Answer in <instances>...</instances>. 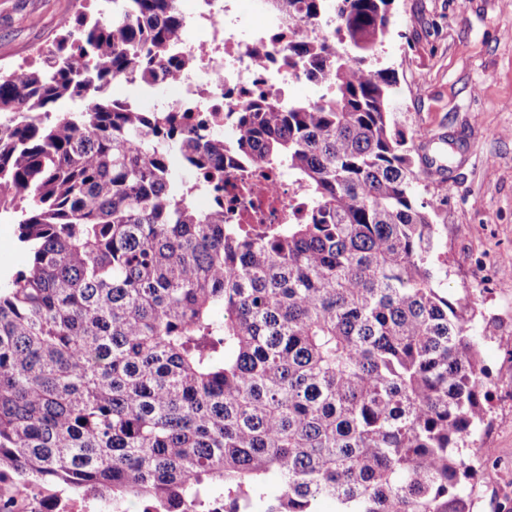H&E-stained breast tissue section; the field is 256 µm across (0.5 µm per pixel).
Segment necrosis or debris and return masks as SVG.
Returning <instances> with one entry per match:
<instances>
[{"instance_id": "4bbe7bcc", "label": "necrosis or debris", "mask_w": 512, "mask_h": 512, "mask_svg": "<svg viewBox=\"0 0 512 512\" xmlns=\"http://www.w3.org/2000/svg\"><path fill=\"white\" fill-rule=\"evenodd\" d=\"M181 35L173 44L169 62L158 71L167 89L162 110L191 112L208 123L222 121L224 113L237 111L243 103L264 96L287 97L291 86L301 82L300 68L282 65L276 51L280 27L266 13L262 0L243 7L242 0H179ZM263 21L251 22L253 13ZM190 59L176 78H169L173 64ZM251 199L268 223L281 221L280 210L295 193L286 173L265 171L254 178ZM16 512H99L96 501L74 495L60 500L43 497L37 486H30L24 499L15 501Z\"/></svg>"}]
</instances>
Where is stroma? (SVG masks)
I'll return each instance as SVG.
<instances>
[{
    "mask_svg": "<svg viewBox=\"0 0 512 512\" xmlns=\"http://www.w3.org/2000/svg\"><path fill=\"white\" fill-rule=\"evenodd\" d=\"M98 0H0V72L54 44ZM379 64L397 78L394 118L416 150L421 199L435 205L434 269L485 315L477 330L493 406L479 434L474 512H512V0H394ZM445 183L426 175L435 148Z\"/></svg>",
    "mask_w": 512,
    "mask_h": 512,
    "instance_id": "stroma-1",
    "label": "stroma"
}]
</instances>
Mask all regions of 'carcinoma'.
Instances as JSON below:
<instances>
[{"label":"carcinoma","instance_id":"cac0c4a2","mask_svg":"<svg viewBox=\"0 0 512 512\" xmlns=\"http://www.w3.org/2000/svg\"><path fill=\"white\" fill-rule=\"evenodd\" d=\"M265 2L345 50L330 94L248 105L227 142L104 96L156 82L176 0H112L55 61L0 75V213L29 254L0 280V472L142 512H473L486 337L436 281L391 119L394 0ZM326 49L288 43L314 66ZM65 97L84 108L52 113ZM226 143L300 188L288 223H224Z\"/></svg>","mask_w":512,"mask_h":512}]
</instances>
